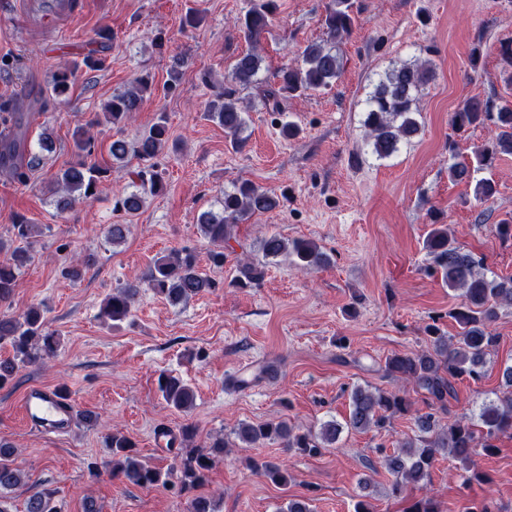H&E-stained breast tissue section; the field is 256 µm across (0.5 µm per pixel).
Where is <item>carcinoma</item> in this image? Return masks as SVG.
Wrapping results in <instances>:
<instances>
[{"label":"carcinoma","instance_id":"cac0c4a2","mask_svg":"<svg viewBox=\"0 0 512 512\" xmlns=\"http://www.w3.org/2000/svg\"><path fill=\"white\" fill-rule=\"evenodd\" d=\"M355 0H331L322 25L325 39L310 43L300 52L295 64L280 70L277 81L263 84L260 78L262 57L260 40L270 27L278 10L277 0H249V7L235 19L251 49L240 55L231 72L229 84L207 104L204 117L224 127L231 138V146L240 151L246 144L242 137L247 126V112L238 97L239 89L255 88L264 106L280 109L282 99L322 92L331 88L343 73V55L340 44L355 24ZM185 61L173 59L165 87L168 92L178 89ZM434 71L425 61L397 64L380 76L378 84L367 99L364 126L372 152L386 158L398 151L403 143L411 142L421 125L419 99L433 80ZM74 71L57 70L49 83L50 95L65 100L70 92ZM153 77L148 73L136 76L126 90L112 95L103 105V112L95 115L90 125L106 121L119 126L139 111L144 97L152 93ZM10 99H0V121L12 123L15 134L6 142L0 141V173L20 182L27 172L40 166L46 153L55 151L53 135L43 132L37 139L38 149L27 145V116L23 112L8 111ZM451 123L456 131L465 133L475 127L489 131L486 141L474 151L477 168L492 167L502 155L512 154V106L495 105L479 97L468 99L452 113ZM170 139L167 120L159 115L150 128L132 141L117 138L109 146L112 163L124 165L128 158L138 160V167L130 172L129 186L113 200V210L134 218L140 214L149 198L163 194L167 185L158 171V159ZM76 162L56 178L55 205L64 212L78 203L96 196L100 182L107 176L106 167L87 165L83 156L92 152L94 143L88 131L80 127L73 132ZM475 168V169H477ZM475 169L465 161L448 165V178L455 184L473 186L475 200L484 203L497 193V184L491 178L474 180ZM220 209L199 214L197 226L212 249L209 261L215 267L224 266L233 238V229L254 215L264 214L280 206L277 195L250 181L233 184L219 199ZM432 228L425 239L424 249L429 264L427 270L441 278L442 283L460 292L462 302L453 309L451 317L459 326L454 336L446 335L437 323L426 327V344L421 349L395 352L387 357L384 371L400 387L383 391L356 386L349 396V413L344 422L323 421L317 427L300 429L282 420L276 423L242 422L231 434L196 443L197 429L191 423L178 430L184 448L176 455V462L166 470L142 463L138 452L127 436L116 432L108 437L112 457L91 469L95 477L103 473L125 483L152 488L172 482L179 492L188 495V512H218L215 499L201 489L208 482L210 471L224 456L230 444L254 448L265 441H279L290 452L314 456L326 448L336 447L341 433L388 430L397 416L413 413V435L407 437L391 454L377 448L382 464L392 476L391 494L395 497L407 490L427 488L437 456L443 452L464 465L473 464L476 449L489 452L495 449L494 440L504 434L512 435V364L501 369V389L495 398L484 399L475 409L460 415H442L448 412V398L454 396V382L468 379L482 381L489 371L491 356L499 344V336L492 323L500 308L512 307V276H489L483 258L464 251L448 235V226L431 217ZM265 258H276L284 253L293 258L301 269L318 268L330 263V257L312 240L294 239L290 242L277 234L260 240ZM30 261L28 251L0 239V305L11 300L21 269ZM266 275V263L241 261L236 266L232 285L248 288L259 284ZM147 287L173 306L215 287L214 281L200 269L197 254L188 250H174L159 258L144 277ZM140 288V283H128L115 289L104 301L101 316L118 322L126 319ZM11 347L13 356L0 358V386L9 383L22 365L35 364L56 354L58 341L46 327L43 313L32 307L14 316L0 313V345ZM412 386L421 395L424 408L412 410L414 402L405 390ZM158 390L165 403L177 411L187 412L194 404L192 388L181 378L170 373L158 377ZM15 450L0 441V499L22 484L24 475L16 464ZM247 468L255 475L274 484L288 483V469L260 457L246 458ZM54 491L44 488L30 496L25 512H60L53 505Z\"/></svg>","mask_w":512,"mask_h":512}]
</instances>
